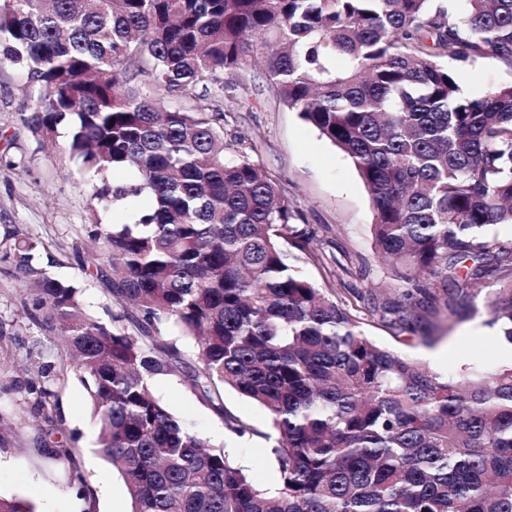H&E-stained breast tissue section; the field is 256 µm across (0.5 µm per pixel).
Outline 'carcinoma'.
<instances>
[{
  "label": "carcinoma",
  "instance_id": "carcinoma-1",
  "mask_svg": "<svg viewBox=\"0 0 512 512\" xmlns=\"http://www.w3.org/2000/svg\"><path fill=\"white\" fill-rule=\"evenodd\" d=\"M258 55L367 187L394 277L377 322L413 334L417 308L472 317L474 285L494 278L483 307L512 344V242L489 233L512 224V82L471 97L437 62L512 65V0H0V62L39 92L24 127L43 143L65 129L93 214L150 198L131 224L85 225L86 259L0 240V264L34 289L29 315L64 340L60 371L85 388L131 512H512V364L432 373L288 264L283 243L307 244L288 197L224 143L234 76ZM73 258L121 308L110 321L49 274ZM159 376L240 437L253 429L224 390L264 409L278 491L160 402ZM27 392L43 450L69 458L56 392Z\"/></svg>",
  "mask_w": 512,
  "mask_h": 512
}]
</instances>
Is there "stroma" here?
<instances>
[{
    "instance_id": "1",
    "label": "stroma",
    "mask_w": 512,
    "mask_h": 512,
    "mask_svg": "<svg viewBox=\"0 0 512 512\" xmlns=\"http://www.w3.org/2000/svg\"><path fill=\"white\" fill-rule=\"evenodd\" d=\"M238 79L239 98L225 116L224 140L251 145L252 160L292 202V225L309 244L303 251L286 246L289 265L349 306L355 293L375 294L391 287V267L374 248L370 198L353 163L297 112L273 98L259 61L249 63ZM511 81L512 67L489 56L466 68L460 86L465 94L479 96ZM36 101L37 91L24 74L0 63V236L15 230L68 251L84 235L91 187L63 145L40 144L22 126L21 114ZM53 274L80 288L90 315L109 320L116 306L102 284L86 279L72 263ZM25 295L23 282L0 268V327L6 332L0 342L5 346L0 353V434L8 438L7 445H0V495L26 500L35 512H131L122 477L97 451L89 399L73 374L51 377L49 383L58 395L62 433L74 438L71 451L87 494L69 484L66 462L43 455L37 446L39 424L24 385L39 381L40 375L29 354L40 343L56 346L57 339L26 313ZM358 315L364 331L378 343L441 375L464 365L480 369L504 362L502 341L483 314L458 322L433 349L418 342L419 335L433 331L437 323L430 311L416 310L412 334L382 327L366 309H359ZM154 393L192 429L230 448L257 483L276 489L265 437L268 417L262 408L235 391H225V405L256 430L255 435L240 438L225 431L221 420L183 381L157 377Z\"/></svg>"
}]
</instances>
